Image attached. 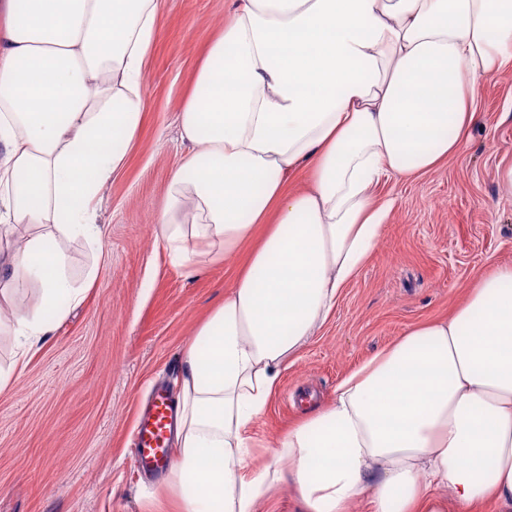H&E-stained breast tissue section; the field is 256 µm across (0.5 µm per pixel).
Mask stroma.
I'll use <instances>...</instances> for the list:
<instances>
[{
	"mask_svg": "<svg viewBox=\"0 0 512 512\" xmlns=\"http://www.w3.org/2000/svg\"><path fill=\"white\" fill-rule=\"evenodd\" d=\"M231 17V0H164L146 77V107L124 167L106 186L100 248L62 240L76 279L94 273L22 366L0 330V512H147L165 474L134 470L131 436L158 384L177 394L182 355L230 290L251 250L214 256L201 271L175 266L154 236L184 147L176 121L208 43ZM480 123L435 171L376 186L392 198L373 254L329 319L284 372L258 448L333 396L339 379L410 326L447 318L490 266L512 264V70L479 93Z\"/></svg>",
	"mask_w": 512,
	"mask_h": 512,
	"instance_id": "35a3bbf8",
	"label": "stroma"
}]
</instances>
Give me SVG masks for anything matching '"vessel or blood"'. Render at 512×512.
<instances>
[{"label":"vessel or blood","instance_id":"b4317fda","mask_svg":"<svg viewBox=\"0 0 512 512\" xmlns=\"http://www.w3.org/2000/svg\"><path fill=\"white\" fill-rule=\"evenodd\" d=\"M174 417L175 407L168 393L155 391L135 433L131 450L135 465L156 473L170 466L167 440Z\"/></svg>","mask_w":512,"mask_h":512}]
</instances>
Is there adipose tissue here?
<instances>
[{
    "label": "adipose tissue",
    "instance_id": "adipose-tissue-1",
    "mask_svg": "<svg viewBox=\"0 0 512 512\" xmlns=\"http://www.w3.org/2000/svg\"><path fill=\"white\" fill-rule=\"evenodd\" d=\"M161 0H0V313L37 283L83 299L61 238L100 245L101 193L145 110ZM512 66V0H235L177 121L189 145L155 229L174 265L253 249L183 358L175 462L157 512H512V265L408 329L277 447L250 435L289 363L370 260L382 181L434 171ZM306 168V188H289ZM266 232L252 237L258 225ZM298 509L294 492L285 486L263 503L260 512H299Z\"/></svg>",
    "mask_w": 512,
    "mask_h": 512
}]
</instances>
